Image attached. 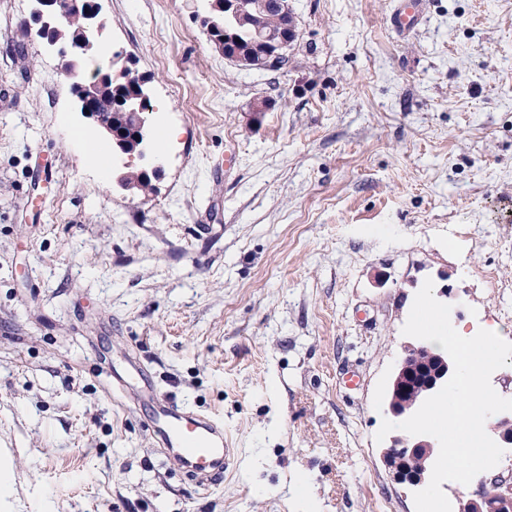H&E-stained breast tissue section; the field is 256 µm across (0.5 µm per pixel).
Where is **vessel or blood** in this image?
<instances>
[{"instance_id": "obj_1", "label": "vessel or blood", "mask_w": 512, "mask_h": 512, "mask_svg": "<svg viewBox=\"0 0 512 512\" xmlns=\"http://www.w3.org/2000/svg\"><path fill=\"white\" fill-rule=\"evenodd\" d=\"M424 0H400L391 23L400 31L421 20ZM138 405L150 408L146 427L159 439L166 456L178 461L186 478L196 487L215 485L235 461L238 451L224 434V420L213 413L183 407L146 381H139L133 396Z\"/></svg>"}]
</instances>
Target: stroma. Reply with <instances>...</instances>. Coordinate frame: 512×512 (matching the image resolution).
<instances>
[{
  "label": "stroma",
  "instance_id": "obj_1",
  "mask_svg": "<svg viewBox=\"0 0 512 512\" xmlns=\"http://www.w3.org/2000/svg\"><path fill=\"white\" fill-rule=\"evenodd\" d=\"M425 2L399 33L397 0H288L272 71L215 50L209 0H100L81 71L148 77L142 193L88 159L36 0H0V512H415L375 435L416 293L512 342V0ZM131 359L223 417L210 492L113 386Z\"/></svg>",
  "mask_w": 512,
  "mask_h": 512
}]
</instances>
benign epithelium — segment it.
Instances as JSON below:
<instances>
[{"instance_id":"1","label":"benign epithelium","mask_w":512,"mask_h":512,"mask_svg":"<svg viewBox=\"0 0 512 512\" xmlns=\"http://www.w3.org/2000/svg\"><path fill=\"white\" fill-rule=\"evenodd\" d=\"M38 3L40 9L25 25L27 34L34 26L41 34L64 16L66 0H38ZM265 4L266 0H224L221 6L213 0L210 10H224V25L241 26L251 9ZM99 12L98 0H89L85 8L86 26L73 44V59L66 63L71 71L79 68L77 59L85 57L93 49L90 32ZM297 37L296 24L292 23L288 26V34L275 45V50L258 59L244 50H231L218 39L214 40V47L232 65L270 68L277 64L279 58L288 56ZM110 85L116 88L131 86L135 94L118 98L113 109L101 111L98 101L102 91ZM74 94L81 110L89 112L96 127L111 140L113 151L141 159L145 157L149 138V126L143 116L144 105L149 98L145 76L121 62V55L115 54L111 69L98 71L90 78L83 77L75 82ZM452 374L453 362L448 354L432 352L419 342L404 345L390 383L387 412L394 418L408 419L428 397L445 385ZM491 428L501 444L512 446V412L498 415ZM435 448L437 443L429 435L409 434L393 439L385 451V459L394 479L413 488L424 485ZM460 512H512V475L498 474L481 481L475 490L462 497Z\"/></svg>"}]
</instances>
